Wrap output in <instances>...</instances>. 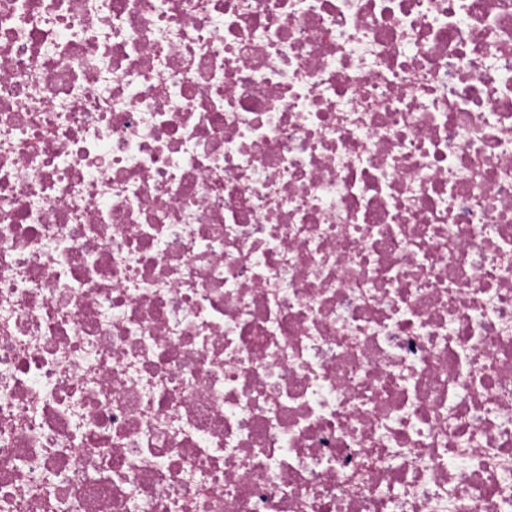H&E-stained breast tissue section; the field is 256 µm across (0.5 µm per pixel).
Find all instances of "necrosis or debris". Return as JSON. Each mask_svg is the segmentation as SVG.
Segmentation results:
<instances>
[{
  "mask_svg": "<svg viewBox=\"0 0 512 512\" xmlns=\"http://www.w3.org/2000/svg\"><path fill=\"white\" fill-rule=\"evenodd\" d=\"M0 512H512V0H0Z\"/></svg>",
  "mask_w": 512,
  "mask_h": 512,
  "instance_id": "obj_1",
  "label": "necrosis or debris"
}]
</instances>
